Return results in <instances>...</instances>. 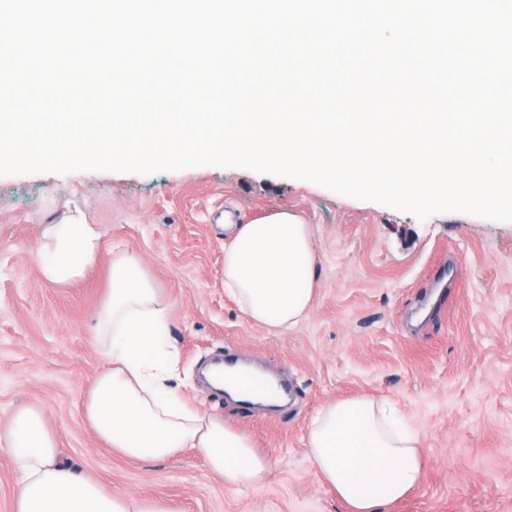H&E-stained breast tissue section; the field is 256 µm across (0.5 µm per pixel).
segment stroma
<instances>
[{"label":"stroma","instance_id":"1","mask_svg":"<svg viewBox=\"0 0 512 512\" xmlns=\"http://www.w3.org/2000/svg\"><path fill=\"white\" fill-rule=\"evenodd\" d=\"M283 209L311 228L317 294L282 336L225 293L224 224ZM70 214L99 226L102 250L84 279L62 287L43 280L40 252L45 225ZM118 251L137 256L172 302L183 396L266 457L260 488L225 486L191 450L126 458L87 421L84 401L105 367L94 313ZM218 355L280 375L288 404L248 409L208 387L201 368ZM362 394L397 402L425 456L420 485L389 512H512V222L456 213L421 222L240 167L0 176V429L35 407L78 473L179 512H346L311 464L306 435L323 404Z\"/></svg>","mask_w":512,"mask_h":512}]
</instances>
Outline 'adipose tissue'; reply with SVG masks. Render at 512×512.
Instances as JSON below:
<instances>
[{
    "label": "adipose tissue",
    "mask_w": 512,
    "mask_h": 512,
    "mask_svg": "<svg viewBox=\"0 0 512 512\" xmlns=\"http://www.w3.org/2000/svg\"><path fill=\"white\" fill-rule=\"evenodd\" d=\"M224 288L256 324L285 334L309 315L316 257L310 227L282 210L229 225ZM41 272L66 285L83 278L101 251L96 225L71 217L44 229ZM170 303L140 260L114 255L110 288L96 312L97 334L109 363L84 403L96 434L130 459L166 458L190 448L225 485L260 486L268 463L250 436L188 404L169 380L177 355L166 342ZM19 475L15 512H176L162 500L115 495L78 475L59 457L43 414L19 410L0 434ZM311 461L347 512H385L420 481L417 434L388 399L355 396L323 405L306 438Z\"/></svg>",
    "instance_id": "1"
}]
</instances>
